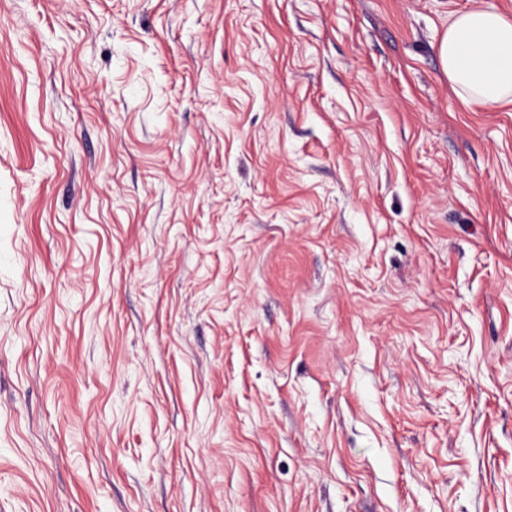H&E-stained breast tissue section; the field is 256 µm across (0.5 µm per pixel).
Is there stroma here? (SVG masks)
<instances>
[{
    "instance_id": "35a3bbf8",
    "label": "stroma",
    "mask_w": 512,
    "mask_h": 512,
    "mask_svg": "<svg viewBox=\"0 0 512 512\" xmlns=\"http://www.w3.org/2000/svg\"><path fill=\"white\" fill-rule=\"evenodd\" d=\"M512 0H0V512H512ZM448 81L466 100H512V20L491 9L462 12L436 46Z\"/></svg>"
}]
</instances>
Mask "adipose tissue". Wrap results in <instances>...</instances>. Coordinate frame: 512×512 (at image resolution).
I'll use <instances>...</instances> for the list:
<instances>
[{
    "label": "adipose tissue",
    "mask_w": 512,
    "mask_h": 512,
    "mask_svg": "<svg viewBox=\"0 0 512 512\" xmlns=\"http://www.w3.org/2000/svg\"><path fill=\"white\" fill-rule=\"evenodd\" d=\"M449 82L466 100H512V20L490 9L462 12L436 46Z\"/></svg>",
    "instance_id": "1"
}]
</instances>
